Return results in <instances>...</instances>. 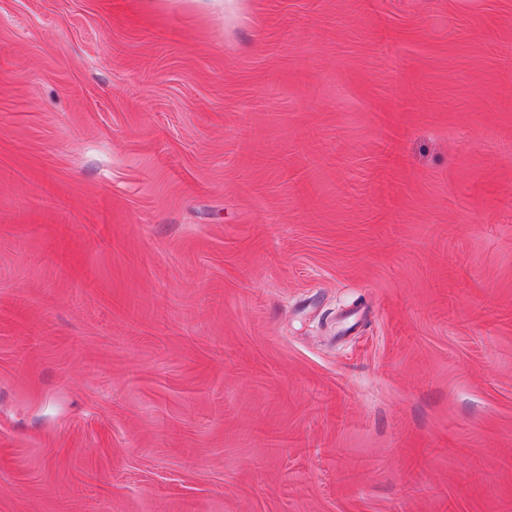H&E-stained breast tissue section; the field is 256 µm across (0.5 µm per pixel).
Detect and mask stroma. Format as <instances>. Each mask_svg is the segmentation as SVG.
Instances as JSON below:
<instances>
[{"mask_svg":"<svg viewBox=\"0 0 512 512\" xmlns=\"http://www.w3.org/2000/svg\"><path fill=\"white\" fill-rule=\"evenodd\" d=\"M0 512H512V0H0Z\"/></svg>","mask_w":512,"mask_h":512,"instance_id":"35a3bbf8","label":"stroma"}]
</instances>
